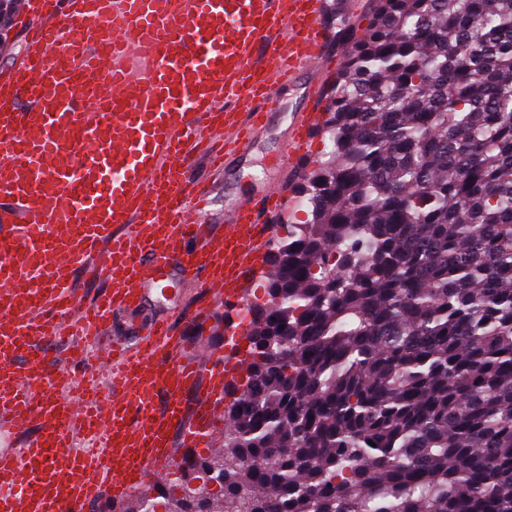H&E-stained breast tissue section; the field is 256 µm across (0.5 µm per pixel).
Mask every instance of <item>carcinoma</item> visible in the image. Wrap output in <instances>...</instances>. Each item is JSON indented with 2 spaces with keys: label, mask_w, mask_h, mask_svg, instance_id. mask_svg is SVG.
Segmentation results:
<instances>
[{
  "label": "carcinoma",
  "mask_w": 512,
  "mask_h": 512,
  "mask_svg": "<svg viewBox=\"0 0 512 512\" xmlns=\"http://www.w3.org/2000/svg\"><path fill=\"white\" fill-rule=\"evenodd\" d=\"M344 40L198 463L224 497L172 512H512V0H376Z\"/></svg>",
  "instance_id": "carcinoma-1"
}]
</instances>
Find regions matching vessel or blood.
I'll return each mask as SVG.
<instances>
[{
  "label": "vessel or blood",
  "mask_w": 512,
  "mask_h": 512,
  "mask_svg": "<svg viewBox=\"0 0 512 512\" xmlns=\"http://www.w3.org/2000/svg\"><path fill=\"white\" fill-rule=\"evenodd\" d=\"M335 0H24L0 69V512L119 503L174 441L209 447L250 364L249 289L288 207L279 187L224 211L189 172L223 173L303 84L278 169L312 158ZM109 284L90 304L75 272ZM224 286V349H189L170 318L97 346L113 310L142 309L166 272ZM67 339L63 359L52 346ZM206 392H197L200 379ZM38 433L20 452L19 435Z\"/></svg>",
  "instance_id": "b4317fda"
}]
</instances>
